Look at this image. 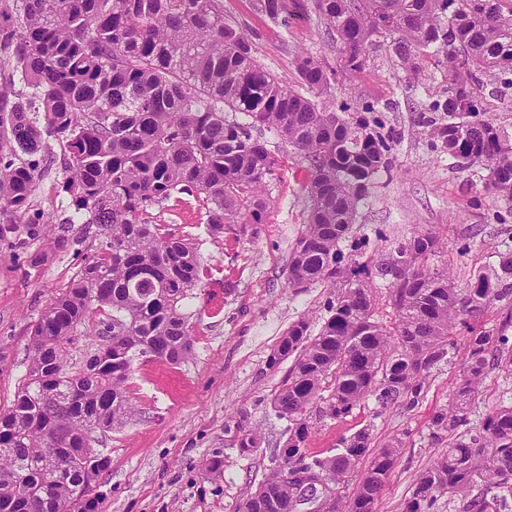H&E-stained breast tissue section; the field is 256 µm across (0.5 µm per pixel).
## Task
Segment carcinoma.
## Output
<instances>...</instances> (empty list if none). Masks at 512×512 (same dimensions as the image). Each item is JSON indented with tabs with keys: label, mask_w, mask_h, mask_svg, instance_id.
Here are the masks:
<instances>
[{
	"label": "carcinoma",
	"mask_w": 512,
	"mask_h": 512,
	"mask_svg": "<svg viewBox=\"0 0 512 512\" xmlns=\"http://www.w3.org/2000/svg\"><path fill=\"white\" fill-rule=\"evenodd\" d=\"M262 13L288 25L287 0H258ZM327 34L340 43L332 68L305 53L300 86L281 83L255 58L249 33L224 18V0H0V238L15 232L32 207L38 169L62 151L67 223L94 224L99 245L67 287L32 324L28 372L11 406L0 412V512H99L94 493L110 466L93 433L132 412L127 383L138 356L170 364L193 350L182 302L204 269L193 243L151 211L179 194L193 199L210 237L235 225L255 237L270 204L268 187L281 158L263 138L299 157L308 214L288 263V287L324 282L336 288L318 334L294 324L268 359H293L272 398L291 424L288 447L247 500L244 512H285L300 486L292 475L318 472L334 490L370 452L371 429L309 453V406L330 395L323 414L348 416L372 398L376 414L402 401L419 403L432 370L448 361L456 325L501 302L511 318L492 329L469 328L459 380L448 408L433 415L435 433L454 437L448 452L419 474L405 512H424L437 495H469L471 512L512 496V402L479 424L468 414L489 369L512 373V246L494 271L466 288L430 266L440 238L415 233L374 261L349 242L374 181L394 170L393 136L356 97L337 108L317 98L340 76L362 73L366 48L391 43L401 69L426 80L433 59L445 88L431 106L443 117L429 136L464 168L487 171L488 191L512 202V141L481 116V76L512 74V0H314ZM23 88L16 89L17 85ZM31 157L19 165L21 155ZM350 243V253L343 250ZM388 283L395 320L374 319L370 282ZM112 337L80 367L70 351L81 338ZM397 438L379 448L350 500L329 512H371L398 458ZM260 447L239 427L238 448ZM65 450L64 468L52 450Z\"/></svg>",
	"instance_id": "1"
}]
</instances>
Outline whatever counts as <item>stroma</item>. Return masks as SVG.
<instances>
[{
	"label": "stroma",
	"instance_id": "stroma-1",
	"mask_svg": "<svg viewBox=\"0 0 512 512\" xmlns=\"http://www.w3.org/2000/svg\"><path fill=\"white\" fill-rule=\"evenodd\" d=\"M288 11V22L281 25L260 13L255 0H224L225 16L250 32L257 60L294 85L298 52L332 64L339 46L328 38L312 0H288ZM367 54L363 73L338 78L321 96L328 104L352 94L378 103L394 134L393 176L375 182L352 236L368 239L366 254L377 260L384 243L439 231L442 247L431 263L448 269L456 285L465 287L512 242V204L485 190L480 167L454 166L430 138L426 108L444 86L432 60L423 62L431 77L421 85L399 69L386 43H373ZM480 95L486 117L512 138V87L488 80ZM63 180L57 163L39 175L33 209L56 215L54 230L69 238L68 251L48 250L39 224L16 225L10 239H0V409L11 405L27 373L31 324L98 244L95 225L65 223ZM303 183L296 159L285 158L270 187L263 230L252 239L228 229L212 240L203 215L190 204L168 200L154 209L155 223L193 240L208 274L182 307L193 330L191 356L177 365L138 357L129 382L132 414L98 435L111 458L98 487L103 512H238L270 473L274 449L288 440L289 422L276 415L271 400L289 366L269 367L268 358L298 320L319 331L333 293L324 283L300 292L288 286L289 255L306 219ZM457 381L456 365L445 362L433 370L415 406L399 404L378 415L369 399L340 420L312 410L308 448L327 455L340 437L366 426L378 447L401 437L376 512H404L416 475L448 449V434H434L431 418L452 400ZM502 401H512V376L489 370L471 424ZM242 425L256 429L258 451H239ZM213 460L220 461L219 470H209Z\"/></svg>",
	"mask_w": 512,
	"mask_h": 512
}]
</instances>
